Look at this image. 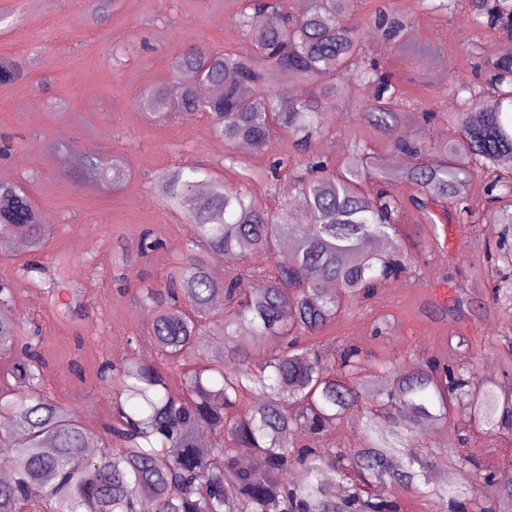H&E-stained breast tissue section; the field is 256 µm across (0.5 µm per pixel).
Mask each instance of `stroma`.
I'll use <instances>...</instances> for the list:
<instances>
[{
  "label": "stroma",
  "mask_w": 512,
  "mask_h": 512,
  "mask_svg": "<svg viewBox=\"0 0 512 512\" xmlns=\"http://www.w3.org/2000/svg\"><path fill=\"white\" fill-rule=\"evenodd\" d=\"M383 2L361 0L352 21L368 55L416 100L403 133L424 142L441 139L448 134L446 124L425 123L423 112L454 111L449 87L463 78L488 82V73H476L474 65L497 56L508 40L493 30L472 29L456 15L425 11L420 0H393L410 21L403 42L394 43L370 22ZM238 11L239 0H119L95 26L89 0H0V57L26 70L22 79L0 86V181L25 188L49 227L39 253L16 246L0 257V279L10 282L15 316L43 327L44 393L77 408L96 445L106 439L103 425L112 410L96 369L129 355L159 361L140 289L165 277L171 259L185 248L188 226L159 199L156 174L198 167L229 187L237 185L207 115L175 114L159 122L144 109L142 95L169 82L170 59L188 45L245 49L248 39L235 23ZM368 94L366 88L341 85L324 109L330 133L315 141V153L343 156ZM89 154L103 168L120 162L124 180L114 186L87 176L82 159ZM497 176H512V164H500L473 190V226L443 218L431 226L408 212L403 222L410 235L409 271L375 299L342 311L321 335L323 347L360 348L361 375L369 381L384 362L414 367L459 356L479 377L512 388V353L505 346L512 339V307L491 301L496 274L485 248L497 240L499 227L483 218V186ZM146 229L161 238V247L119 280V256ZM33 258L43 274L17 276V268ZM61 272L80 288L86 306L72 326L58 323L47 305L48 285ZM464 286L472 289L469 310L458 321L441 316ZM452 331L468 337L465 351L449 346ZM419 438L438 479L451 476L463 483L473 475L469 468L449 471L445 457L452 448L475 456L495 474L512 472V432L483 433L462 407L450 408L447 422L428 426Z\"/></svg>",
  "instance_id": "35a3bbf8"
}]
</instances>
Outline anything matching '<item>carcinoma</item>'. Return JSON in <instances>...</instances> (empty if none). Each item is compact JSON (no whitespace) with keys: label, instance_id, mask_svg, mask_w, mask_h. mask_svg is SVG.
Segmentation results:
<instances>
[{"label":"carcinoma","instance_id":"carcinoma-1","mask_svg":"<svg viewBox=\"0 0 512 512\" xmlns=\"http://www.w3.org/2000/svg\"><path fill=\"white\" fill-rule=\"evenodd\" d=\"M434 11L458 8L478 30L498 29L512 38V0H420ZM358 0H297L277 25L261 22L280 10L276 0H241L237 27L245 51H213L189 45L171 60V81L149 88L143 105L155 118L204 112L211 134L232 148L248 143L257 154L274 140L291 142L309 177L292 190L304 207L273 211L249 186L271 187L292 158H277L264 173L225 154L239 167V187L191 169L155 177L161 201L180 212L189 229L184 252L169 275L142 289L153 311L150 337L164 362L135 356L104 363L98 381L111 393L110 443L93 456L78 411L40 393L46 360L40 328L26 327L10 308L12 291L0 284V350L13 362L0 367V447L9 450L13 478L0 483V512H140L149 498L156 512H400L384 496L404 485L448 512H512V487L478 470L467 483H439L427 460L411 451L421 424H438L461 405L485 433L512 429V395L491 379L454 362L428 361L404 369L382 366L390 390L359 376L361 351L344 346L329 355L313 339L351 303L373 298L409 269L411 256L397 239V220L407 211L434 223L433 207L453 204L469 214L468 194L485 169L512 158V47L489 61L495 106L481 109L486 90L456 84L457 111L448 113L450 137L431 144L401 132L406 103L401 86L379 62L366 58L360 30L349 23ZM374 23L398 42L407 22L386 3ZM21 76L15 60L0 58V85ZM349 78L371 90L360 125L390 140L412 162L400 172L371 166L370 152L355 140L343 163L311 151L330 133L323 108ZM317 86L293 98L283 80ZM434 158L426 161L424 157ZM413 192L398 194L397 182ZM486 219L512 232V181L494 185ZM48 226L23 188L0 182V253L12 240L37 252ZM161 246L141 234L122 265L130 267ZM224 258L215 272L214 256ZM499 285L492 301L512 295V251L486 245ZM256 285L244 290L241 281ZM49 294L58 316L81 315L80 292L55 279ZM248 326L251 336L240 335ZM268 347L252 364V337ZM183 366V392L169 390L172 369ZM252 404L238 411L243 397ZM361 414L364 439L353 450L320 445L325 431L345 416ZM304 442L297 441L302 433ZM215 441L203 446L201 434ZM342 486L332 497L323 474Z\"/></svg>","mask_w":512,"mask_h":512}]
</instances>
